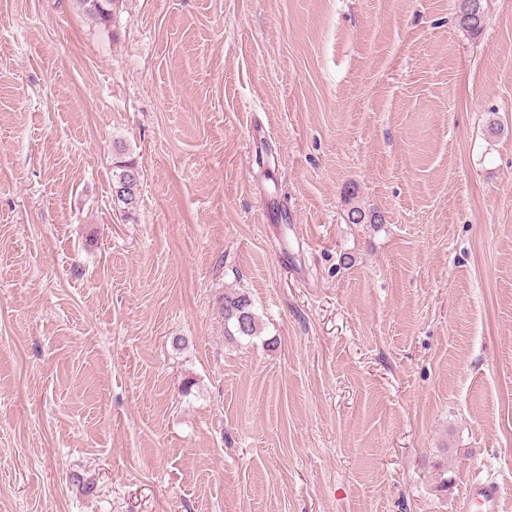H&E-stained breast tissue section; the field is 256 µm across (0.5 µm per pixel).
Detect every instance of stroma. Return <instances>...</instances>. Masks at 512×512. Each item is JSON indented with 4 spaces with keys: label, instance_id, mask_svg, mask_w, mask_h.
I'll use <instances>...</instances> for the list:
<instances>
[{
    "label": "stroma",
    "instance_id": "1",
    "mask_svg": "<svg viewBox=\"0 0 512 512\" xmlns=\"http://www.w3.org/2000/svg\"><path fill=\"white\" fill-rule=\"evenodd\" d=\"M483 6L474 36L458 0H0V512H459L479 479L512 512ZM115 0H80L86 14L96 23L109 27ZM112 167V187H121L122 193L116 196L118 204H121L129 213L136 210L140 197L141 174L135 163L120 157L124 155L118 152ZM221 311L227 336L234 339H252L259 336V317L250 296L244 291L231 290L224 293Z\"/></svg>",
    "mask_w": 512,
    "mask_h": 512
}]
</instances>
